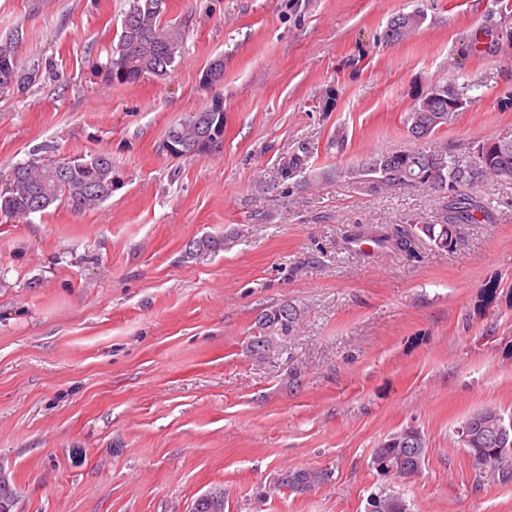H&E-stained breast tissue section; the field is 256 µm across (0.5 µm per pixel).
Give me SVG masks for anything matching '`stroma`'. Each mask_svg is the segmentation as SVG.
Wrapping results in <instances>:
<instances>
[{
	"mask_svg": "<svg viewBox=\"0 0 512 512\" xmlns=\"http://www.w3.org/2000/svg\"><path fill=\"white\" fill-rule=\"evenodd\" d=\"M129 0H0V43L36 82L0 92V170L95 152L112 194L20 221L0 214V476L14 512H366L381 488L412 512H512V481L478 478L458 442L472 413L512 419V182L473 187L489 220L414 253L347 243L353 226L435 224L413 186L259 176L297 145L351 167L406 141L403 117L438 81L478 101L443 137L512 138V0H165L187 32L169 75H107ZM426 21L388 43L391 18ZM224 61V79L203 74ZM220 104L224 137L188 158L170 126ZM344 130L343 149L331 148ZM263 219H255V211ZM234 240L192 256L196 239ZM290 303L300 327L251 348L257 317ZM428 449L388 479L378 443L403 427ZM328 468L299 496L280 473Z\"/></svg>",
	"mask_w": 512,
	"mask_h": 512,
	"instance_id": "1",
	"label": "stroma"
}]
</instances>
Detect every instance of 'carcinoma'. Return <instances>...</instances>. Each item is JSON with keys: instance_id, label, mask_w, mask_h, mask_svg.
Segmentation results:
<instances>
[{"instance_id": "cac0c4a2", "label": "carcinoma", "mask_w": 512, "mask_h": 512, "mask_svg": "<svg viewBox=\"0 0 512 512\" xmlns=\"http://www.w3.org/2000/svg\"><path fill=\"white\" fill-rule=\"evenodd\" d=\"M164 0H131L125 12L121 32L112 47L109 61L111 77L121 84L135 83L146 76L165 78L174 67L176 57L186 38V31L162 20ZM425 21L419 10L402 13L392 18L396 26L392 40L398 41L406 34L420 28ZM38 71L22 70L17 65L12 43L0 44V79L8 85L29 84L36 80ZM472 86H460L449 80L438 82L420 93L405 114L407 143L384 152L375 153L356 167H322L308 169V150L299 146L285 156L278 167L264 178L263 187L273 190L303 171L307 178L300 181L303 188L311 183L339 182L348 179H363L378 189L394 190L402 186L421 185L434 191L452 182L455 187L443 190L444 202L441 221L438 224H421L420 234L394 235L388 232L369 230L353 234V242L369 241L384 251L411 252L415 239L424 235L437 245H445L458 234L464 224L479 222L477 215L489 214L487 204L467 189L489 179L512 180V139L490 138L484 140L488 146L482 155L475 150L456 151L448 143L439 140L442 129L456 120L459 111L448 108V104L464 99L473 102L469 95ZM224 123V110L215 104L209 109L195 112L182 122L171 127L167 139L180 144L194 143L206 125L217 129ZM101 154L90 157H75L62 162H47L32 157L13 166L8 172H0V181L6 180L7 189L0 191V213L24 219L31 215V207L38 212L64 204L75 211L93 209L112 194V157L100 160ZM377 160L380 169L369 167V161ZM229 238L206 237L191 244L193 252L202 254L216 252L227 244ZM302 312L288 303L260 314L254 327L253 351H266L269 336H291L299 325ZM422 447L403 448L402 438L394 433L381 441L373 450L374 468L385 473V466L393 468L396 478H409L411 466L421 470L427 452L425 436H420ZM475 470L480 476H490L500 482L512 480V457L492 458L485 445L477 442L465 449ZM331 472L323 468H297L288 470L286 480L279 487L296 494H303L300 483H313L318 488L330 481ZM17 494L10 483L0 478V512H13ZM368 512H411L406 500L397 492L381 489L370 501Z\"/></svg>"}]
</instances>
